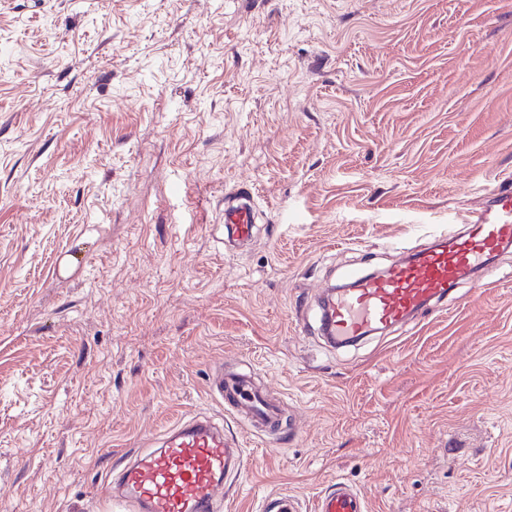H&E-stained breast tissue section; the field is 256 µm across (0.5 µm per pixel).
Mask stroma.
Segmentation results:
<instances>
[{
	"label": "stroma",
	"instance_id": "1",
	"mask_svg": "<svg viewBox=\"0 0 512 512\" xmlns=\"http://www.w3.org/2000/svg\"><path fill=\"white\" fill-rule=\"evenodd\" d=\"M509 177L512 0H0V512H112L123 460L199 415L246 458L214 512L339 480L512 512V247L351 346L319 308ZM222 364L278 431L211 394ZM236 198L224 206V224L229 229L227 233L238 241L250 240L255 228V211L253 209L250 189H243Z\"/></svg>",
	"mask_w": 512,
	"mask_h": 512
}]
</instances>
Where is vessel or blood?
<instances>
[{
    "label": "vessel or blood",
    "mask_w": 512,
    "mask_h": 512,
    "mask_svg": "<svg viewBox=\"0 0 512 512\" xmlns=\"http://www.w3.org/2000/svg\"><path fill=\"white\" fill-rule=\"evenodd\" d=\"M251 190L224 208L232 238L250 240L255 228ZM484 203L469 211L467 232L418 251L408 262L378 275L357 277L355 286L322 311L333 340L342 343L377 325L407 321L431 301L444 300L512 245V184L489 189ZM225 403L242 409L259 428L274 426L280 410L245 373L217 374L211 383ZM241 449L231 447L221 428L206 419L180 421L164 430L157 447L139 452L120 474L113 501L126 512H213L216 492L229 473L243 468ZM316 512H366L362 493L339 482L320 497Z\"/></svg>",
    "instance_id": "1"
}]
</instances>
